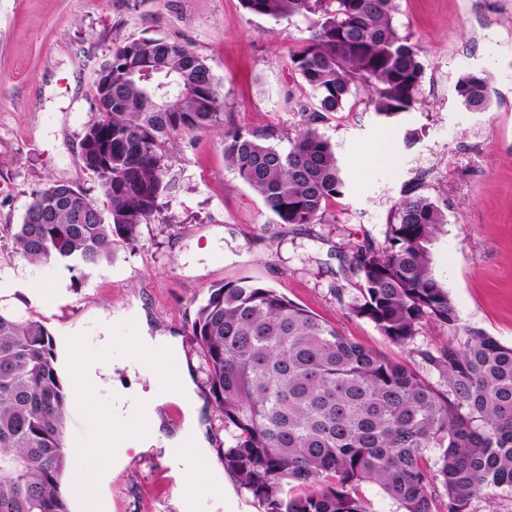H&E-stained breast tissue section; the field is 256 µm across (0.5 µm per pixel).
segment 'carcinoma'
<instances>
[{"instance_id":"1","label":"carcinoma","mask_w":512,"mask_h":512,"mask_svg":"<svg viewBox=\"0 0 512 512\" xmlns=\"http://www.w3.org/2000/svg\"><path fill=\"white\" fill-rule=\"evenodd\" d=\"M275 21L300 18L308 44L291 67L309 89L288 151L272 128L224 127L219 83L189 45L145 37L112 49V93L95 85L98 118L81 151L102 203L68 183L35 193L11 238L33 262L72 272L71 286L135 246L142 226L165 221L167 146L182 134L224 128V159L285 225L321 224L344 195L327 114L363 90L380 116L418 103L424 67L394 24V0H240ZM457 95L472 112L490 104L487 78L464 75ZM82 219H76V213ZM447 223L438 203L410 188L383 240L353 246L340 271L356 293L346 309L419 371L367 349L274 288L241 279L210 290L191 334L227 434L219 449L264 512H372L359 494L375 484L401 512H472L475 500L512 491V346L468 329L438 347L415 344L423 324L461 329L434 276L431 246ZM71 402L56 345L39 320L0 309V512H69L60 491L69 464Z\"/></svg>"}]
</instances>
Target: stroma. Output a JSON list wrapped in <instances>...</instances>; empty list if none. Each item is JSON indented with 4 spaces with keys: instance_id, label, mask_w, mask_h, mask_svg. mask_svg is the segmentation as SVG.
<instances>
[{
    "instance_id": "35a3bbf8",
    "label": "stroma",
    "mask_w": 512,
    "mask_h": 512,
    "mask_svg": "<svg viewBox=\"0 0 512 512\" xmlns=\"http://www.w3.org/2000/svg\"><path fill=\"white\" fill-rule=\"evenodd\" d=\"M395 2L394 23L424 66L419 103L384 120L356 95L320 125L348 179L325 223H275L226 166L223 128L181 135L168 146L177 176L168 223L144 225L136 247L116 246L74 289L67 270L29 261L8 230L33 194L56 181L100 200L80 152L98 117L97 73L113 47L143 37L190 44L220 83L225 126L274 128L285 151L300 127L296 104L308 97L290 57L308 31L299 21L251 15L239 0H0V308L40 319L62 364L68 337L86 334L99 349L129 320L139 335L175 338L210 470H221L227 438L189 327L214 285L250 278L360 345L421 368L333 293L350 286L339 257L364 238L382 240L416 179L447 216L432 245L433 270L462 324L512 345V0ZM470 72L488 79L486 111L467 110L457 95ZM413 129L421 136L409 147L404 134ZM121 445L118 471L98 486L102 512H183L186 463L134 438Z\"/></svg>"
}]
</instances>
